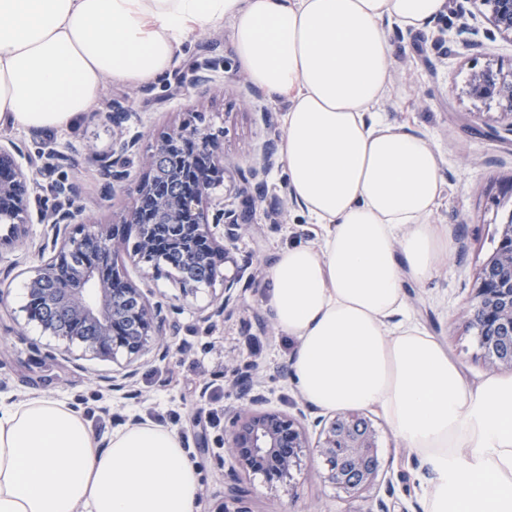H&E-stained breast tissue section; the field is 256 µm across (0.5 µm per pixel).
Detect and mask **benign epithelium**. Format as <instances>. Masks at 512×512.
Instances as JSON below:
<instances>
[{
  "instance_id": "7a95c632",
  "label": "benign epithelium",
  "mask_w": 512,
  "mask_h": 512,
  "mask_svg": "<svg viewBox=\"0 0 512 512\" xmlns=\"http://www.w3.org/2000/svg\"><path fill=\"white\" fill-rule=\"evenodd\" d=\"M492 18L495 28L502 34L512 35V0H493ZM222 66V61L205 58L189 67L191 85L210 79V73ZM473 96L498 99L502 113L512 126V79L492 70L474 75L470 86ZM139 132H122L112 142V150L101 165V173L108 185L116 190L128 176L133 158L140 155ZM279 132L271 131L263 150L262 166L241 174L243 207L229 208L224 202H214L212 213L204 205L212 200L219 181L210 178V170L220 165L216 152V136L206 127L184 123L163 134L156 141L145 161L150 177L142 181L131 197L125 217L119 224L84 226L80 236L67 234L71 224L82 223L83 208L76 187L63 182L51 185L55 203L46 209L42 190L43 171L34 170L23 163V154L10 142H0V169L11 173V178L0 182V200L8 210L0 214V221L12 225L13 233L22 235L26 225L33 222L46 225L37 247L40 264L27 283L32 295L43 291L50 281L61 277L65 271L56 266L63 253H96L100 259L112 262V274L101 270L98 262H86L71 271L72 287L63 293L48 297V305L64 314L72 325H82L93 331L91 336H77L85 347L102 356L123 348L130 353L145 350L151 335L113 337L118 321L128 318L136 326L144 325L151 331L161 330L169 322L175 307L163 301L151 302L142 289L129 280L122 266L115 263L116 255L123 251L130 261L159 266L153 258V225L140 223L142 200L150 196L155 201L156 214L167 224L171 235L182 248L186 264L194 269L203 265L195 248L201 239L215 243L221 239L234 242L241 226L247 223L252 210L263 199L264 181L276 163V142ZM193 142L198 152L206 156L209 169L198 170L194 159L184 156L181 163L167 175L171 185L186 176L195 177V193L185 197L164 187L155 186L153 174L159 163L170 157L185 142ZM123 287H113L116 279ZM466 314L489 364L512 370V225H502L498 248L479 272L477 287ZM251 409L237 413L225 430L224 458L232 469L252 473L258 463L268 464L264 473L267 480L288 477L293 467L310 453L318 456L329 481L336 488L352 496L373 484L382 464L378 455L376 433L372 421L359 412H342L324 425L318 441L309 442L306 432L292 418L270 411H257L255 407L265 402V396L255 385L244 389Z\"/></svg>"
}]
</instances>
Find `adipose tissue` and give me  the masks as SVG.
Wrapping results in <instances>:
<instances>
[{
	"mask_svg": "<svg viewBox=\"0 0 512 512\" xmlns=\"http://www.w3.org/2000/svg\"><path fill=\"white\" fill-rule=\"evenodd\" d=\"M446 0H0V124L60 129L104 78L156 82L208 24L234 27L253 83L288 109L279 153L320 243L281 251L270 306L298 341L291 377L320 409L380 408L434 478L428 512H512V377L464 381L404 319L403 279H430L448 239L424 137L367 119L386 95L387 24L419 29ZM199 469L172 429L100 444L43 396L0 408V512H198Z\"/></svg>",
	"mask_w": 512,
	"mask_h": 512,
	"instance_id": "obj_1",
	"label": "adipose tissue"
}]
</instances>
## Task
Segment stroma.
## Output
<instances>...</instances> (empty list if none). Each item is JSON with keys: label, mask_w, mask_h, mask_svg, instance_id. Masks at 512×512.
<instances>
[{"label": "stroma", "mask_w": 512, "mask_h": 512, "mask_svg": "<svg viewBox=\"0 0 512 512\" xmlns=\"http://www.w3.org/2000/svg\"><path fill=\"white\" fill-rule=\"evenodd\" d=\"M448 7L425 28L390 26L391 84L377 109L390 123L406 126L437 151L444 193L433 213L448 235V259L427 282L404 281L411 320L447 348L463 379L478 386L492 371L481 357L466 322V308L480 268L493 255L502 218L512 211V123L497 100L469 93L473 74L492 69L512 74V38L494 29L487 7L476 0H447ZM231 22L220 21L191 35L176 51L177 67L198 54L226 60L209 83L171 94L166 80L149 85L104 81L99 101L75 124L61 130L0 125L32 168L55 154L54 180L76 185L87 223L120 221L125 195L109 196L98 162L108 155L119 128L108 117L112 101L127 108L124 128L140 131L142 150L185 119L219 131L224 156L220 173L227 203L240 206L239 171L256 160L270 128H282L284 102L256 86L238 66ZM265 192L243 226L212 285L185 289L175 272L151 265L128 266L129 277L182 311L157 337L167 357H137L139 373L128 393L105 390L103 380L123 371L126 352L116 358L85 353L81 344L48 335L30 319L25 284L38 260L34 247L44 227L31 224L22 237L0 224V281L8 288V309L0 313V403L42 395L79 410L100 441L134 422L161 420L175 430L189 458L200 468V512H373L385 487L409 512H426L432 472L406 448L380 408L366 409L378 435V454L391 485L375 484L346 497L326 478L319 458H304L289 478L266 481L262 474L224 469V426L228 411L244 406L238 387L258 384L265 408L304 424L321 409L303 399L291 380L297 340L276 324L269 305V270L279 252L317 241L320 230L290 196L285 166L265 177ZM239 276L237 296L224 300V277ZM221 315H214L216 307Z\"/></svg>", "instance_id": "obj_1"}]
</instances>
